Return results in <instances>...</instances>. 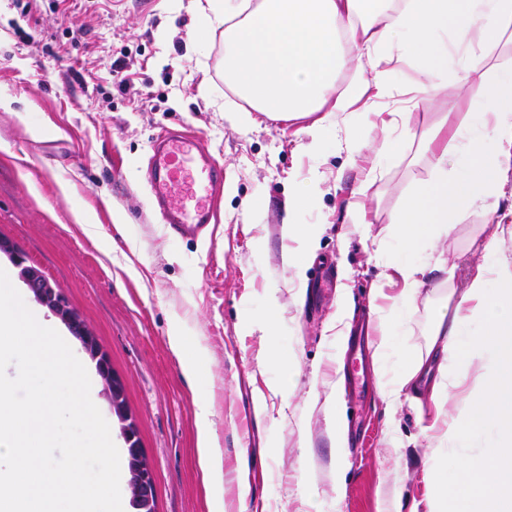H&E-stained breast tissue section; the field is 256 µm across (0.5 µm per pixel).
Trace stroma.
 <instances>
[{"label":"stroma","instance_id":"stroma-1","mask_svg":"<svg viewBox=\"0 0 512 512\" xmlns=\"http://www.w3.org/2000/svg\"><path fill=\"white\" fill-rule=\"evenodd\" d=\"M191 22L178 0H0V101L12 106L0 110V236L64 291L110 355L154 471L157 512H427L438 473L449 512H474L458 473L430 446L428 397L390 407L380 386L398 372L399 351L423 345L449 280L491 260L495 225H512V171L496 213L472 214L437 242L454 272H432L437 292L418 299L378 373L371 288L402 254L389 215L430 178L423 133L444 112L462 119L456 84L416 108L409 69L388 64L373 109L409 113L408 125L388 130L340 113L313 154L299 122L229 119L223 105L238 98L224 84V36L192 38ZM164 130L197 133L224 168L217 218L197 238L172 235L150 200L146 162ZM361 136L371 147L351 156ZM313 177L315 201L294 221L321 231L300 281L286 263L298 244L283 238L282 219ZM254 199L260 208L248 210ZM355 202L366 223L348 222ZM77 210L91 215L95 235L75 222ZM187 359L197 377L185 374ZM332 402L348 442L341 474ZM202 404L219 444L218 496L198 461ZM304 480L316 497H303Z\"/></svg>","mask_w":512,"mask_h":512}]
</instances>
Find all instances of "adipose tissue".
Instances as JSON below:
<instances>
[{
    "mask_svg": "<svg viewBox=\"0 0 512 512\" xmlns=\"http://www.w3.org/2000/svg\"><path fill=\"white\" fill-rule=\"evenodd\" d=\"M191 8L197 34H224V82L248 104L232 110V119L313 116L303 129L312 150L326 129L322 113L352 111L370 91H383L382 63L410 65L426 103L452 82L474 92L478 112L470 123L452 128L443 120L429 133L423 150L432 178L390 215L409 252L392 266L402 283L393 317L376 324V350L385 353L395 324L406 320L426 285L427 268L413 252L486 207L512 168V80L494 76L498 58L512 57V0H191ZM354 61L369 76L337 90L338 74ZM489 141L497 143L495 153L485 152ZM472 319L481 331L469 337L464 327ZM402 362L381 386L387 403L426 384L440 411L451 391L469 390L457 416L444 420L435 448L466 447L478 423L504 431L503 445L453 462L469 475L467 490L480 512H512V253L497 251L493 266L470 269L453 303L438 306L424 347Z\"/></svg>",
    "mask_w": 512,
    "mask_h": 512,
    "instance_id": "adipose-tissue-1",
    "label": "adipose tissue"
}]
</instances>
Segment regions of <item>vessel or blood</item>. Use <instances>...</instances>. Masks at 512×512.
I'll return each mask as SVG.
<instances>
[{"label": "vessel or blood", "mask_w": 512, "mask_h": 512, "mask_svg": "<svg viewBox=\"0 0 512 512\" xmlns=\"http://www.w3.org/2000/svg\"><path fill=\"white\" fill-rule=\"evenodd\" d=\"M148 183L164 223L175 233L194 235L215 217L224 169L201 137L168 130L154 141Z\"/></svg>", "instance_id": "b4317fda"}]
</instances>
